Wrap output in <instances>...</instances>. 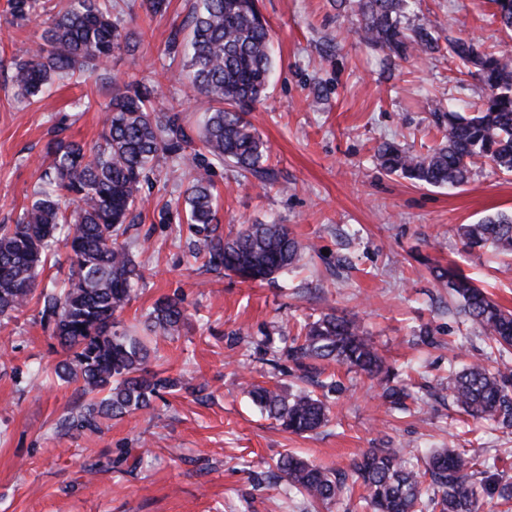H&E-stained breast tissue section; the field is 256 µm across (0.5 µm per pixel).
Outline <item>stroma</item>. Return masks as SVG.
Listing matches in <instances>:
<instances>
[{"instance_id":"35a3bbf8","label":"stroma","mask_w":512,"mask_h":512,"mask_svg":"<svg viewBox=\"0 0 512 512\" xmlns=\"http://www.w3.org/2000/svg\"><path fill=\"white\" fill-rule=\"evenodd\" d=\"M194 4L170 0L154 16L140 0H116L112 19L132 33L135 49L21 103L9 63L40 29L13 22L0 0V224L15 223L46 189V143L60 132L94 144L124 84L152 77L164 104L197 124L198 96L181 76L183 61L165 51L172 26ZM259 6L271 27L274 68L263 101L246 118L267 146L274 183L263 190L233 166L217 169V232L231 237L245 224H285L306 246L302 260L262 285L207 270L191 254L186 225L159 221L188 184L182 160L161 157L126 235L144 279L120 322L141 334L158 298L183 295L185 324L179 336L157 343L151 367L205 385L207 398L175 389L150 412L100 420L97 431L65 426L84 398L77 385L45 380L65 354L31 301L0 323V512H362L355 500L315 508L290 494L287 481L273 476L278 459L293 453L346 472L367 449L403 446L417 454L465 447L488 460L477 477L488 490L484 512H504L489 490L512 482V430L487 425L466 441L472 420L435 391L450 367L478 361L492 369L496 362L472 324L450 309L448 287L433 269L459 266L512 310V256L491 247L467 253L458 235L460 225L512 213V175L480 160L460 188L420 187L387 174L375 158L384 140L429 152L440 141L434 112L454 97L479 102L483 86L474 77L462 87L449 81L446 52L398 60L366 44L349 0ZM493 12L490 0H420L410 21L443 41L473 38L512 50V33ZM80 97L89 98V109L72 108ZM327 312L361 324L415 390L420 412L388 408L375 381L327 364L323 374L336 375L346 390L315 433L284 432L253 405L242 378L304 385L291 361L272 358L267 340ZM423 328L435 347L419 341ZM98 461L105 470L87 476L85 466Z\"/></svg>"}]
</instances>
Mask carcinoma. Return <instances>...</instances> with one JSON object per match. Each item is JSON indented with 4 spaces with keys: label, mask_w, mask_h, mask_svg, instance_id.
Segmentation results:
<instances>
[{
    "label": "carcinoma",
    "mask_w": 512,
    "mask_h": 512,
    "mask_svg": "<svg viewBox=\"0 0 512 512\" xmlns=\"http://www.w3.org/2000/svg\"><path fill=\"white\" fill-rule=\"evenodd\" d=\"M37 0H7L14 21L33 23L41 33L31 48L11 61L18 98L28 100L55 81L77 72L104 68L112 54L130 46L129 33L112 21L110 0H70L69 8L45 19ZM360 33L369 45L404 59L438 49L432 29L403 25L416 0H356ZM495 16L512 29V0H492ZM190 34H185L186 28ZM166 51L185 59L187 78L203 103L201 124H186L164 107L158 85L142 79L125 85L110 101L100 141L85 147L61 137L50 140L52 188L38 193L13 224L0 225V320L34 297L39 270L54 256L65 235L69 273L60 288L41 291L40 322L51 329L66 353L54 368L57 383L81 384L91 396L65 422L92 429L99 418H122L152 408L160 392L176 380L148 369L149 342L118 329L120 313L143 279L130 246L119 241L135 224L142 184L160 155L190 159L185 217L195 237L196 255L244 282L274 280L302 258L304 247L285 224H248L232 239L216 234L213 193L215 167L234 164L262 183L273 180L267 147L245 119L261 100L272 67L271 34L258 0H196L190 19L172 26ZM448 57L459 76H475L485 87L478 103L448 101L435 114L442 139L427 154L403 150L391 142L376 149L380 165L418 185L458 187L468 182L472 159H488L512 173V55L483 48L474 39H448ZM468 250L493 247L512 252V215L500 213L459 227ZM448 280L456 310L497 351L500 363L490 371L478 362L448 376V397L480 425L512 427V312L494 301L456 267H438ZM179 295L158 299L144 320L146 335L169 338L186 320ZM284 355L305 372L313 362H335L377 380L384 403L407 408L415 400L398 373L386 364L357 321L334 313L307 320L294 334L280 336ZM326 394L294 393L278 386L250 383L253 402L286 431L308 434L328 422V398L342 391L332 378ZM484 462L464 448H448L416 457L400 448H373L352 465L353 480L342 472L315 466L292 454L277 462L280 477L310 501L328 504L352 497L354 485L365 512H483L476 481Z\"/></svg>",
    "instance_id": "1"
}]
</instances>
